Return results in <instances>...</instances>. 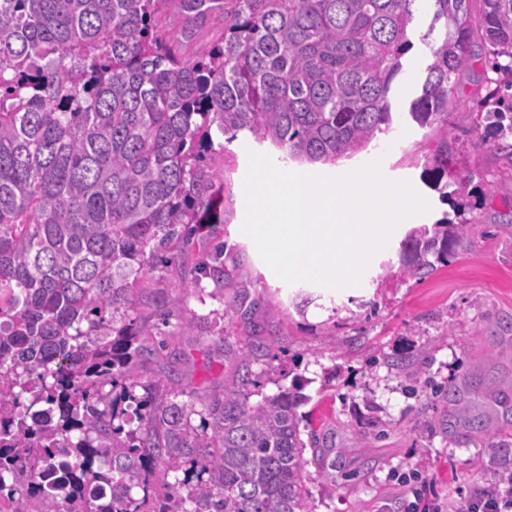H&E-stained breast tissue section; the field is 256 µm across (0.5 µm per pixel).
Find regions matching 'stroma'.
<instances>
[{
  "label": "stroma",
  "mask_w": 512,
  "mask_h": 512,
  "mask_svg": "<svg viewBox=\"0 0 512 512\" xmlns=\"http://www.w3.org/2000/svg\"><path fill=\"white\" fill-rule=\"evenodd\" d=\"M426 64L424 46L415 44L392 91L396 111H407ZM493 78L506 76L481 63L460 77L465 103L448 113V149L465 184L446 200L424 179L438 135L411 122L378 135L370 151L320 168L282 161L247 136L230 141L213 133L211 165L224 181L212 193L221 199L223 221L203 225L197 237L224 242L225 259L240 266L224 283L205 278L199 290L186 291L173 265L139 291L143 300L162 297L161 307H144L145 326L151 333L164 328L170 350L182 355L179 387L199 401L223 387L241 358L242 324L227 312L226 301L242 286L260 299L255 317L275 336L277 358L270 366L253 364V400L275 393L286 377L303 379L307 401L300 412L309 423L327 426L336 445L307 467L314 512H410L411 491L423 485L441 499L444 512H460L464 499L496 487L512 470V457L495 456L478 441L426 430L425 422L438 421L442 399L428 388L408 395L403 376L381 361L404 352L424 382L444 385L468 375L486 388L512 387V160L496 140L478 145L471 106ZM252 151L271 153L284 170L328 176L377 159L384 176L410 181L431 209L398 226L358 286L288 284L268 271L250 243L233 237L245 218L243 181ZM445 216L472 222L467 247L426 278L406 274L398 254L409 229ZM183 318L193 319V332L178 329ZM372 415L381 421L379 430L363 426Z\"/></svg>",
  "instance_id": "obj_1"
}]
</instances>
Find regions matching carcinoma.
Listing matches in <instances>:
<instances>
[{
	"mask_svg": "<svg viewBox=\"0 0 512 512\" xmlns=\"http://www.w3.org/2000/svg\"><path fill=\"white\" fill-rule=\"evenodd\" d=\"M0 0V512H312L298 382L251 404L250 365L276 358L242 289L240 364L196 409L193 395L139 368L165 342L139 316L143 282L170 264L193 284L230 278L224 244L204 254L193 225L214 213L212 128L250 135L297 163L348 160L397 120L392 90L412 50L426 75L406 118L440 133L427 157L449 168L448 110L474 60L512 73V0ZM224 17V38L194 60L180 24ZM494 88L476 127L512 134ZM448 217L411 229L405 272L421 278L469 241ZM409 380L404 354L387 357ZM440 421L500 450L512 391ZM188 399H182V396ZM200 416L194 425L192 416ZM139 489L142 496L134 494Z\"/></svg>",
	"mask_w": 512,
	"mask_h": 512,
	"instance_id": "1",
	"label": "carcinoma"
}]
</instances>
